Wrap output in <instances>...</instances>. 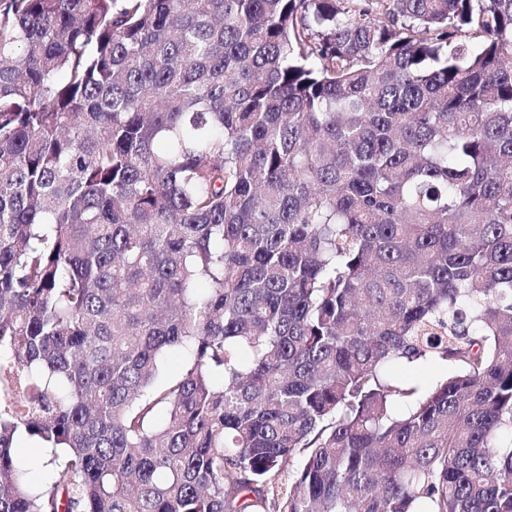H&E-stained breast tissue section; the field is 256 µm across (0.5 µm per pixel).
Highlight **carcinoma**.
Here are the masks:
<instances>
[{
	"label": "carcinoma",
	"instance_id": "1",
	"mask_svg": "<svg viewBox=\"0 0 512 512\" xmlns=\"http://www.w3.org/2000/svg\"><path fill=\"white\" fill-rule=\"evenodd\" d=\"M2 356L0 512H512V0H0ZM27 435H20L17 437L14 444V453L25 465L27 470L28 479L31 482H42L48 476L49 468L46 467L47 451L43 448L40 443L36 442V445H25L24 441L32 440ZM305 457L303 454L296 453L289 461L288 466L284 471L279 473L271 482L265 486V497L267 498L265 510L259 508L257 512H273L269 509L270 501L280 499L285 491H288L294 475L304 463Z\"/></svg>",
	"mask_w": 512,
	"mask_h": 512
}]
</instances>
